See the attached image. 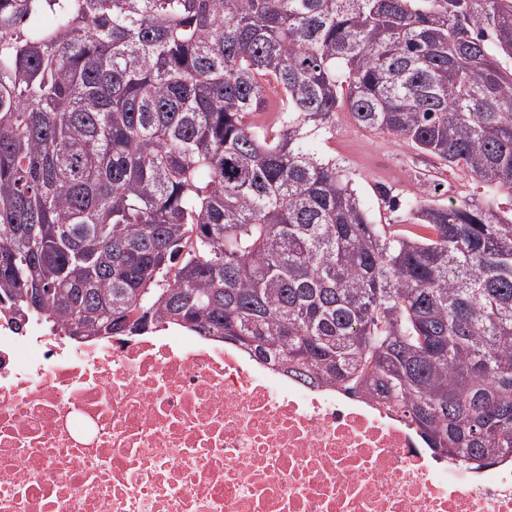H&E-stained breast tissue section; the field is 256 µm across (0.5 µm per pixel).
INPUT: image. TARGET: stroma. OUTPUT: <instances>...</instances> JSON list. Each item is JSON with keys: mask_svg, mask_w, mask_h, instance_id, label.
I'll return each mask as SVG.
<instances>
[{"mask_svg": "<svg viewBox=\"0 0 512 512\" xmlns=\"http://www.w3.org/2000/svg\"><path fill=\"white\" fill-rule=\"evenodd\" d=\"M320 149L345 167L375 221L396 230L409 226L405 200L444 204L471 191L470 178L460 170L442 171L441 187L433 189L425 177L432 167L428 157L406 141L357 125L346 111L337 113L336 134ZM381 186L388 189V197L379 196Z\"/></svg>", "mask_w": 512, "mask_h": 512, "instance_id": "obj_1", "label": "stroma"}]
</instances>
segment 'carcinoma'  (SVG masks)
Here are the masks:
<instances>
[{"instance_id":"cac0c4a2","label":"carcinoma","mask_w":512,"mask_h":512,"mask_svg":"<svg viewBox=\"0 0 512 512\" xmlns=\"http://www.w3.org/2000/svg\"><path fill=\"white\" fill-rule=\"evenodd\" d=\"M343 110L473 193L374 223L311 148ZM7 313L218 336L493 466L512 453V0H0Z\"/></svg>"}]
</instances>
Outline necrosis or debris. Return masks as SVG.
I'll use <instances>...</instances> for the list:
<instances>
[{
  "instance_id": "obj_1",
  "label": "necrosis or debris",
  "mask_w": 512,
  "mask_h": 512,
  "mask_svg": "<svg viewBox=\"0 0 512 512\" xmlns=\"http://www.w3.org/2000/svg\"><path fill=\"white\" fill-rule=\"evenodd\" d=\"M0 512H512V457L437 460L378 401L214 336L0 317Z\"/></svg>"
}]
</instances>
